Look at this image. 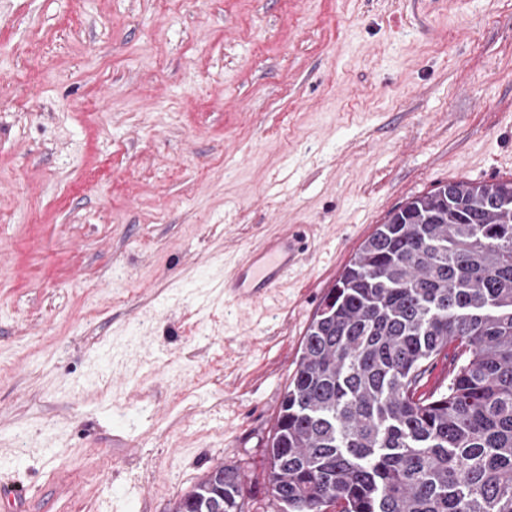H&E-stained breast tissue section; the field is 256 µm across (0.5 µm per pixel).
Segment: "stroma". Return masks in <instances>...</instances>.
Instances as JSON below:
<instances>
[{"instance_id": "35a3bbf8", "label": "stroma", "mask_w": 512, "mask_h": 512, "mask_svg": "<svg viewBox=\"0 0 512 512\" xmlns=\"http://www.w3.org/2000/svg\"><path fill=\"white\" fill-rule=\"evenodd\" d=\"M512 179V0H0V512H171L266 444L388 214ZM304 229L272 297L215 283Z\"/></svg>"}]
</instances>
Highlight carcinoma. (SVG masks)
<instances>
[{
	"instance_id": "1",
	"label": "carcinoma",
	"mask_w": 512,
	"mask_h": 512,
	"mask_svg": "<svg viewBox=\"0 0 512 512\" xmlns=\"http://www.w3.org/2000/svg\"><path fill=\"white\" fill-rule=\"evenodd\" d=\"M311 320L267 444L278 512H512V180L390 212ZM455 345L448 388L417 394ZM239 469L172 512H243Z\"/></svg>"
}]
</instances>
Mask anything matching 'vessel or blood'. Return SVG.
I'll use <instances>...</instances> for the list:
<instances>
[{"instance_id": "obj_1", "label": "vessel or blood", "mask_w": 512, "mask_h": 512, "mask_svg": "<svg viewBox=\"0 0 512 512\" xmlns=\"http://www.w3.org/2000/svg\"><path fill=\"white\" fill-rule=\"evenodd\" d=\"M297 243L296 237L282 236L252 251L238 264L233 283L238 305H251L278 288L282 273L288 266V259L297 249Z\"/></svg>"}]
</instances>
